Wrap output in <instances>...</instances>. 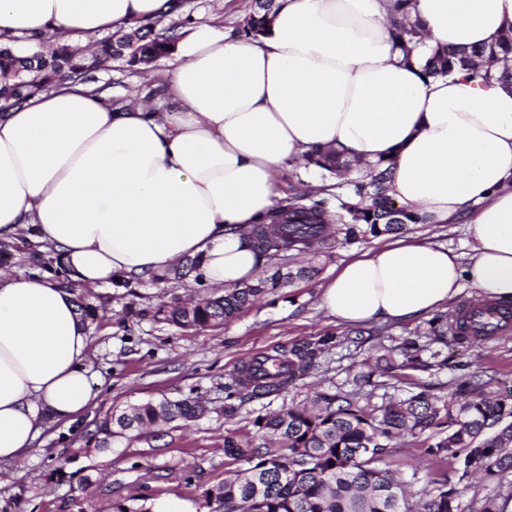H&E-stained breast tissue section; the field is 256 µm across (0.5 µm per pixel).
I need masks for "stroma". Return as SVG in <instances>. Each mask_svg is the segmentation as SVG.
I'll return each mask as SVG.
<instances>
[{"instance_id":"1","label":"stroma","mask_w":512,"mask_h":512,"mask_svg":"<svg viewBox=\"0 0 512 512\" xmlns=\"http://www.w3.org/2000/svg\"><path fill=\"white\" fill-rule=\"evenodd\" d=\"M166 68L163 58L144 71L116 59L95 70L94 77L110 95L134 88L150 99L160 96L159 81ZM405 231L463 256L471 254L466 225L410 224ZM381 243L378 237L338 241L322 253L288 258L284 269L306 266L314 268V275L292 280L218 328L184 330L148 315L140 319L125 314L130 305L148 312L171 298L202 293L195 278L158 284L144 280L130 290L99 287L106 313L93 334L91 359L101 383V400L78 422L46 431L15 475L0 483V499L16 497L15 512H63L62 499L69 493L84 499L87 512H103L133 496L150 505L178 499L193 512H207L202 491L222 482L225 471L233 467L224 454L227 433L252 430L256 416L281 406L308 404L316 389H354V378L374 342L335 348L318 371L288 385L280 395H238L235 415L224 414L225 387L232 373L254 355L327 331L357 333V326L336 322L319 308V287L342 262ZM447 342V363L434 358L429 367L405 370L403 381L392 379L375 389L369 404L378 407L404 399L416 387L434 397L458 398L463 384L476 375L489 391L512 399V335L490 343L461 344L452 336ZM164 396L203 400L208 411L186 425L174 422L137 438L115 440L104 451L89 445L96 418L115 407ZM387 461L402 471L410 493L426 487L432 465L421 440L395 441Z\"/></svg>"}]
</instances>
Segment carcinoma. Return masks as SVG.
<instances>
[{"label": "carcinoma", "instance_id": "1", "mask_svg": "<svg viewBox=\"0 0 512 512\" xmlns=\"http://www.w3.org/2000/svg\"><path fill=\"white\" fill-rule=\"evenodd\" d=\"M254 2L243 33L257 37L265 31L278 3ZM169 32L168 28L155 31L150 26H131L99 42L98 51L89 59L66 47L26 53L0 46V78L4 80L0 99L19 102L60 80L86 82L92 69L117 58L131 66L147 65L168 56L174 42ZM390 36L407 63L423 44L417 25L407 15L390 29ZM501 53H512V37L471 49H435L425 56L423 73L444 77L461 69L486 83L495 78L489 63ZM305 165L337 178L350 161L334 153H319L305 158ZM386 180L387 170L376 163L368 165L362 176L336 183L334 192L321 189L335 200L334 212L326 208L325 200L294 188L268 216L270 223L251 228L250 240L273 261L287 252L295 256L320 249L337 234L347 241L397 234L420 218L388 195ZM197 265V260H188L153 280L182 279ZM309 274L306 267L285 273L278 268L253 283L226 288L220 295L163 302L153 317L184 329L219 327L267 291ZM92 297L96 294L89 288L76 294L84 320L93 324L102 305L90 302ZM450 329L455 331L457 326L448 314L435 318V339H446ZM347 341V335L325 332L289 348L254 356L232 377V383L255 398L277 395L288 383L317 369L326 352ZM425 350L426 346L406 338L400 346L403 361L398 362L391 350L379 346L373 367L360 375V383L376 387L378 382L372 381L376 374L398 380L405 368L427 366L422 358ZM468 386V397L462 401H442L420 391L372 409L360 405L358 390L318 391L308 405L283 406L259 415L253 420V430L224 436V455L237 468L202 492L205 506L210 512H465L461 498L473 477L489 481L512 472V403L488 396L479 382ZM203 412L204 406L189 397L150 399L105 414L95 422L91 439L95 448L104 450L114 437L137 438L161 422L188 423ZM404 437L425 438L429 455L455 465L457 482L450 484L448 474H440L430 481L432 488L411 500L399 469L384 462L388 443Z\"/></svg>", "mask_w": 512, "mask_h": 512}]
</instances>
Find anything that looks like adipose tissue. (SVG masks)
I'll use <instances>...</instances> for the list:
<instances>
[{
  "mask_svg": "<svg viewBox=\"0 0 512 512\" xmlns=\"http://www.w3.org/2000/svg\"><path fill=\"white\" fill-rule=\"evenodd\" d=\"M258 37L199 17L179 31L162 88L170 107L112 105L64 82L0 113V239L53 248L70 279L133 283L188 258L208 286L255 280L247 231L280 198L285 164L318 150L386 160L390 196L429 224L464 223L468 261L397 240L344 265L320 306L347 324L411 322L464 287L512 302V83L424 78L388 33L391 0H277ZM176 0H0V43L92 37L156 24ZM430 48L512 34V0H411ZM92 336L50 273L0 270V464L45 428L96 406Z\"/></svg>",
  "mask_w": 512,
  "mask_h": 512,
  "instance_id": "1",
  "label": "adipose tissue"
}]
</instances>
